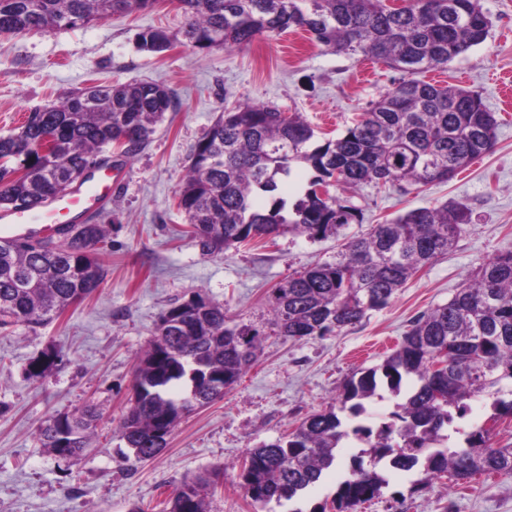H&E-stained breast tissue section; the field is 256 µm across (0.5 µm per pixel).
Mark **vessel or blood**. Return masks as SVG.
<instances>
[{"label": "vessel or blood", "mask_w": 512, "mask_h": 512, "mask_svg": "<svg viewBox=\"0 0 512 512\" xmlns=\"http://www.w3.org/2000/svg\"><path fill=\"white\" fill-rule=\"evenodd\" d=\"M97 177L89 184L66 188L56 201L42 208L37 219L28 211H0V240L27 234L41 235L57 232L61 225L74 222L80 215L112 196V167L99 164Z\"/></svg>", "instance_id": "b4317fda"}]
</instances>
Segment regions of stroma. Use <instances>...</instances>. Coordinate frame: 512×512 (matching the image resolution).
Returning a JSON list of instances; mask_svg holds the SVG:
<instances>
[{
	"mask_svg": "<svg viewBox=\"0 0 512 512\" xmlns=\"http://www.w3.org/2000/svg\"><path fill=\"white\" fill-rule=\"evenodd\" d=\"M492 21L486 41L425 73L434 84L479 92L498 120L493 151L446 184L405 197L370 186L348 192L364 221L346 235L407 210L456 200L472 222L448 255L410 279L361 325L301 341L277 335L264 341L255 364L224 397L195 410L173 431L155 459L124 461L118 434L134 377L160 314L173 302L201 295L223 305L233 322L267 326L269 298L288 274L331 259L337 242L285 233L215 256L202 255L185 236L176 206L191 151L222 108L272 104L299 113L318 139L344 133L400 72L324 50L301 30L265 35L242 49L201 51L180 42L163 54L138 50L142 30H180L175 0L72 29L0 34V134L28 113L90 84L154 81L175 94L148 145L136 155L113 154L119 170L111 199L87 216L103 224L108 275L90 298L59 319L31 328L0 329V512H128L156 505L184 477L219 466L224 478L211 512H312L332 503L361 445L343 441L335 467L302 497L283 504L251 503L240 486L246 453L295 429L325 408L346 378L382 363L411 321L448 302L479 266L512 250V0H481ZM54 349L57 366L37 379L28 363ZM94 403L100 413L92 450L81 461L59 459L37 440L49 416ZM380 498L357 512H512V478L478 475L467 482L441 478L416 485L415 473H388Z\"/></svg>",
	"mask_w": 512,
	"mask_h": 512,
	"instance_id": "stroma-1",
	"label": "stroma"
}]
</instances>
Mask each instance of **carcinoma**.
<instances>
[{"label": "carcinoma", "instance_id": "1", "mask_svg": "<svg viewBox=\"0 0 512 512\" xmlns=\"http://www.w3.org/2000/svg\"><path fill=\"white\" fill-rule=\"evenodd\" d=\"M157 0H0V34L76 28L151 8ZM183 32L199 50L244 48L257 38L290 28L309 32L326 51L361 55L403 77L336 138L310 147L314 129L297 113L269 105L224 109L194 146L178 208L204 254L226 251L258 237L286 232L310 239H341L331 261L285 277L270 298L271 327L300 341L354 327L385 307L409 279L453 249L470 223L456 201L410 209L369 232L342 231L363 222V209L331 194L330 187L392 189L420 193L448 183L474 159L491 151L498 121L481 95L421 78L484 43L492 27L481 0H180ZM178 36L147 28L137 36L142 51L162 53ZM173 105V92L156 82L134 81L80 90L31 111L16 133L0 136V210L37 209L76 180L115 140L122 154L141 150ZM314 171L304 197L285 213L274 197L293 166ZM64 242L25 239L0 242V328L38 326L59 318L105 281L99 256L101 224H66ZM167 308L180 316L167 347L152 341L137 357L132 393L119 433L125 460L154 459L181 423L177 412L205 406L236 385L256 361L267 333L229 324L224 306L200 295ZM446 365L435 373L434 359ZM59 355L47 350L27 367L43 376ZM385 383L398 398L390 420L373 429L357 422L365 402ZM490 400L491 417H512V251L482 264L448 303L418 316L401 344L383 362L353 374L327 408L291 432L247 452L241 486L255 504L291 501L316 484L336 461V448L352 436L364 445L332 502L334 512L382 495L384 464L417 471L427 483L449 474L512 477V444L495 447L488 430L456 426L468 401ZM100 418L88 404L50 416L39 442L52 455L79 461L91 447ZM460 435L440 444L448 431ZM224 469L184 478L161 512H209L212 489Z\"/></svg>", "mask_w": 512, "mask_h": 512}]
</instances>
